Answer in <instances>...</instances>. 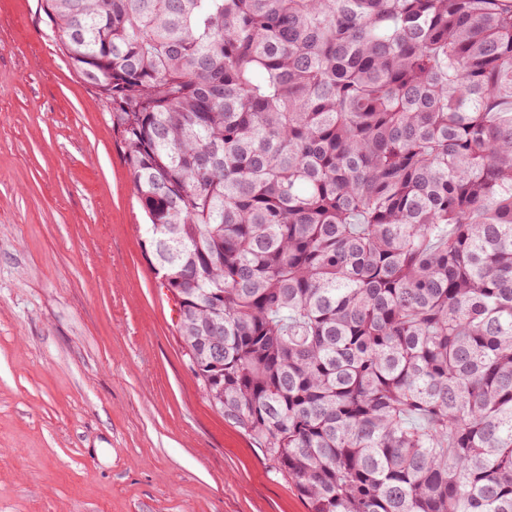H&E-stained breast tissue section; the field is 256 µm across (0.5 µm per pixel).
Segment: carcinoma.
<instances>
[{
	"label": "carcinoma",
	"instance_id": "1",
	"mask_svg": "<svg viewBox=\"0 0 512 512\" xmlns=\"http://www.w3.org/2000/svg\"><path fill=\"white\" fill-rule=\"evenodd\" d=\"M210 405L309 512H512V0H40Z\"/></svg>",
	"mask_w": 512,
	"mask_h": 512
}]
</instances>
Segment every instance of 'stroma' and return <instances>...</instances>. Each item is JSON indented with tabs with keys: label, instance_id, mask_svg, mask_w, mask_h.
<instances>
[{
	"label": "stroma",
	"instance_id": "stroma-1",
	"mask_svg": "<svg viewBox=\"0 0 512 512\" xmlns=\"http://www.w3.org/2000/svg\"><path fill=\"white\" fill-rule=\"evenodd\" d=\"M108 106L0 0V512H308L203 396Z\"/></svg>",
	"mask_w": 512,
	"mask_h": 512
}]
</instances>
